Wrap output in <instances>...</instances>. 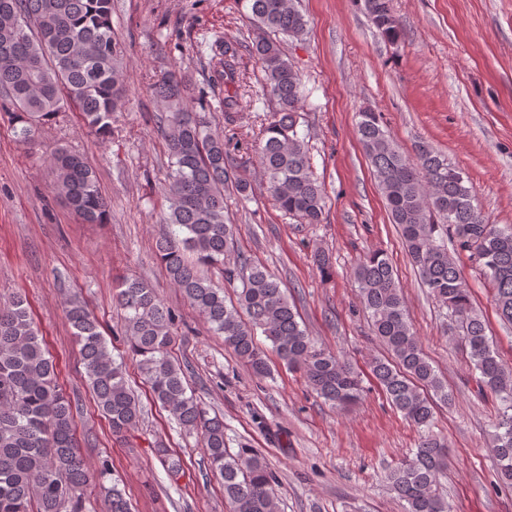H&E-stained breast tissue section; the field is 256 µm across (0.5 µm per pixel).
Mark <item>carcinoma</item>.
Instances as JSON below:
<instances>
[{
	"label": "carcinoma",
	"mask_w": 512,
	"mask_h": 512,
	"mask_svg": "<svg viewBox=\"0 0 512 512\" xmlns=\"http://www.w3.org/2000/svg\"><path fill=\"white\" fill-rule=\"evenodd\" d=\"M113 0H0V107L8 114L15 142L31 141L40 128L79 107L86 127L105 137L115 113L125 109L123 47L112 28ZM257 31L251 55L263 83L247 87L238 52L224 47L218 77L224 81V129L214 131L204 101L185 78L170 73L154 83L166 110L157 122L169 158L168 233L155 253L170 283L198 310L224 346L257 377L270 374L268 356L256 340L262 333L272 351L300 372L324 401L342 409L362 396L361 378L339 354L321 347L302 324L287 288L264 267L237 254L238 228L224 216V198L249 195L250 184L229 164L238 146L237 130L257 114L256 103L272 100L276 109L261 123L255 152L275 207L303 224H320L325 190L314 176L299 131L305 100L302 82L282 47L307 27L292 0H238ZM378 34L394 42L400 26L390 0H362ZM357 134L385 198L391 223L398 226L422 285L448 309L452 338L479 372V382L498 400L492 451L499 479L512 485V368L491 345L484 319L473 308L470 289L448 238L471 252L491 287L502 318L512 323V225L489 223L474 205L475 190L444 155L420 143L415 157L405 155L387 134L380 114L359 112ZM54 187L87 224L104 223L107 201L88 160L63 146L50 154ZM217 269L241 283L228 301L224 287L199 274L185 257ZM236 255L234 269L224 267ZM358 296L387 355L375 357L370 371L403 417L421 432L417 447L392 468L390 490L405 512H452L439 495V475L448 449L431 425L434 400L453 399L413 330L406 300L393 266L382 251L366 255L354 268ZM124 312L128 352L159 403L188 434L198 437L210 472L224 487L229 512H279L275 473L266 459L245 446L226 448L224 419L210 415L172 356L178 317L154 288L140 279L122 281L114 294ZM66 319L81 347L86 381L112 436L124 439L140 420L141 407L100 331L96 318L78 299L68 302ZM155 454L176 480L178 457L159 444ZM107 487L109 512H130L125 491L112 478L107 459L93 467L80 451L71 402L60 389L43 336L24 300L0 301V512H85L87 490Z\"/></svg>",
	"instance_id": "1"
}]
</instances>
